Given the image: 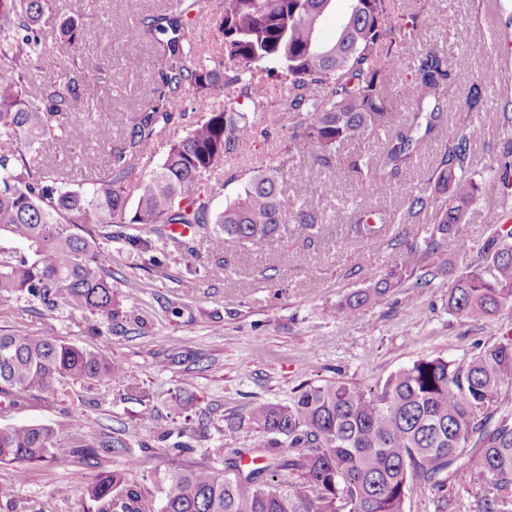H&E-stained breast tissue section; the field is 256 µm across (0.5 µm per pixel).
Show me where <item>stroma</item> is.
I'll list each match as a JSON object with an SVG mask.
<instances>
[{"label":"stroma","instance_id":"stroma-1","mask_svg":"<svg viewBox=\"0 0 512 512\" xmlns=\"http://www.w3.org/2000/svg\"><path fill=\"white\" fill-rule=\"evenodd\" d=\"M162 5L163 0H55L57 19L72 17L83 24L82 58L107 69L97 106L79 105L78 120L103 119L117 130L147 103L153 81L150 41L115 44L106 32ZM425 5L443 12L447 21L441 27L420 24L403 48L408 64L404 76H411L419 52L432 47L449 63L466 61L474 77L493 83L482 111H467L463 84L450 85L442 102L448 130L471 124L481 128L470 147L468 168L480 194L468 211L470 237L453 254L463 266L477 259L490 235L486 215L502 201L497 171L503 161L512 160V127L503 119L505 103L512 102V25L507 22L512 0H395L397 13L404 15ZM289 137L284 128L276 138L257 139L247 155L227 164L220 174L224 188L214 197L213 208L223 209L236 195L241 174L271 155L283 163L295 188L306 190L310 160L287 153ZM36 160L44 167L64 164L66 181L74 187L90 170L103 166L107 155L92 141L75 150L57 141ZM334 202L349 217L362 211L394 214L401 219L394 232L412 241L422 240L434 222L429 212L409 215L399 192L363 196L349 172L337 173ZM115 230L116 238L106 247L112 255V285L128 318L114 322L108 335L112 355L122 366L112 378L111 400L93 403L83 384L71 382L32 410H12L0 402V427L40 422L62 435L68 430L67 410L83 409L99 421L90 438L98 456L91 463L74 455L25 469L0 463V486L10 489L0 497V512H15L22 501L47 504L48 512H72L84 486L108 470L126 471L160 512L173 468L220 470L233 449L263 443L262 433L246 421L249 403L285 404L301 388L336 380L374 389L418 359L469 356L512 331L510 305L488 320L450 313L444 275L420 284L416 304H407L403 289L395 288L356 315L335 316L340 299L388 274L398 255L388 247L359 250L332 226L324 228L323 243L312 247L291 236L255 250L226 242L222 265L204 244H197L193 258L171 244L160 269L147 264L128 241L132 235L148 236V228L119 224ZM300 254L306 255L305 264H297ZM137 316L145 319V327L134 324ZM96 324L79 312L43 315L20 302L0 304V330L47 336L80 348L99 343ZM134 385L146 391V400L126 397L127 387ZM177 399L190 404V415L172 412ZM233 419L242 420V427L229 429ZM159 420L175 430L201 426L205 435L190 451L172 457L155 435ZM115 437L124 440V447H111ZM481 493V480L466 460H459L448 477L444 512L473 504Z\"/></svg>","mask_w":512,"mask_h":512}]
</instances>
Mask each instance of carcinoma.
<instances>
[{
  "label": "carcinoma",
  "instance_id": "cac0c4a2",
  "mask_svg": "<svg viewBox=\"0 0 512 512\" xmlns=\"http://www.w3.org/2000/svg\"><path fill=\"white\" fill-rule=\"evenodd\" d=\"M210 2L164 0L160 11L139 14L109 33L114 42L148 38L154 46L151 97L118 135L110 123L70 119L75 102H95L105 84L104 69H85L76 54L82 25L59 24L68 64L48 69L43 59L46 27L55 20L51 0H0V59L9 61L0 71V240L23 245L21 251L0 245V303L12 298L51 313L79 310L108 323L118 318L110 253L103 247L114 224L152 229L156 238L139 241V247L151 253L155 267L161 264L156 240L171 236L169 227L176 224L192 228L217 256L229 240L259 248L290 234L312 246L323 224L341 220V211L327 216L318 202L335 196L342 145L385 135L381 152L357 157L351 169L361 191L386 196L444 126L441 99L448 85H469L470 112L487 100L486 86L470 72L424 49L412 78L399 88L412 112L391 127L389 87L405 67L401 45L413 40L418 20L397 15L393 0H348L331 42L320 40L319 29L334 0H220L218 58L198 54L189 35L193 18L208 13ZM35 75L38 89L29 93L26 84ZM273 76L287 92L293 120L288 153L309 155L311 169L323 178L309 192H290L281 166L268 165L216 211L217 172L243 155L257 134L268 137L275 129L277 117L267 108ZM230 89L237 95L227 94ZM223 91L224 107L216 108L211 98ZM189 92L199 107L193 116L178 109ZM240 97L252 111L236 107ZM166 133L167 151L155 164V146ZM474 136L472 128L448 136L428 177L432 191L405 189L409 211L433 212L435 224L423 242L385 238L393 216L370 213L350 225L347 237L357 247L385 243L398 252L399 263L338 302L337 315H354L392 288L409 289L408 300L415 301L410 280L419 271L436 276L443 251L467 240V212L479 192L467 176ZM49 139L74 147L93 139L107 149L108 165L85 185L69 188L63 170L33 164V154ZM130 185L137 193L132 211ZM506 213L504 203L488 214L495 231L481 264L458 269L447 262L449 312L490 317L512 304V228L501 223ZM120 369L106 343L84 349L0 332V399L12 409L42 405L68 381L86 384L105 400ZM509 391L512 336L467 358L416 360L377 391L337 380L308 386L285 405L255 402L248 421L267 437L265 461L245 467V449L238 448L222 472L178 468L168 478L161 512H405L412 492L425 501L439 498L464 456L483 481V494L461 512H512V412L501 406ZM95 427L78 412L70 414L64 437L42 423L0 427V462L31 465L94 455L87 439ZM174 434L158 431L162 439ZM175 435V453L197 438L183 430ZM86 499L97 512H154L120 470L100 474L74 500V512H85Z\"/></svg>",
  "mask_w": 512,
  "mask_h": 512
}]
</instances>
